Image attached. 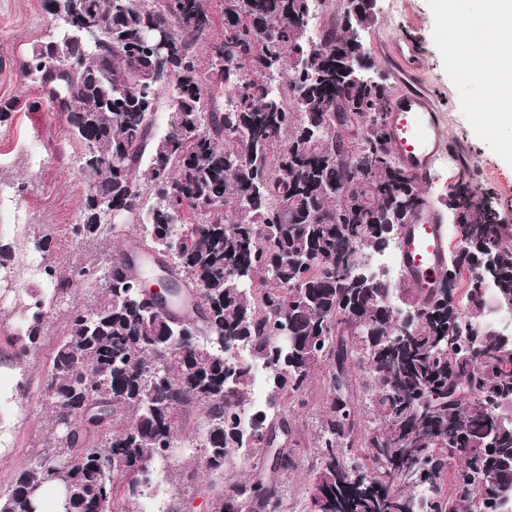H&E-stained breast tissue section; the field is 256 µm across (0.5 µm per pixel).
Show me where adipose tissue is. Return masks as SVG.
<instances>
[{
    "label": "adipose tissue",
    "instance_id": "1",
    "mask_svg": "<svg viewBox=\"0 0 512 512\" xmlns=\"http://www.w3.org/2000/svg\"><path fill=\"white\" fill-rule=\"evenodd\" d=\"M435 3L459 60L483 88L478 110L485 122H492L501 110H512V0Z\"/></svg>",
    "mask_w": 512,
    "mask_h": 512
}]
</instances>
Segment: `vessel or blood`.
<instances>
[{
    "mask_svg": "<svg viewBox=\"0 0 512 512\" xmlns=\"http://www.w3.org/2000/svg\"><path fill=\"white\" fill-rule=\"evenodd\" d=\"M385 53L393 65L397 94L388 114L392 148L421 187L433 179L436 163L446 152L447 137L429 89L416 72L417 44L408 38L388 42ZM448 236L429 195L420 201L405 224L399 261L410 287H434L445 271Z\"/></svg>",
    "mask_w": 512,
    "mask_h": 512,
    "instance_id": "obj_1",
    "label": "vessel or blood"
}]
</instances>
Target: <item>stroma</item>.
I'll return each mask as SVG.
<instances>
[{
    "label": "stroma",
    "instance_id": "stroma-1",
    "mask_svg": "<svg viewBox=\"0 0 512 512\" xmlns=\"http://www.w3.org/2000/svg\"><path fill=\"white\" fill-rule=\"evenodd\" d=\"M47 9V0H0V99L19 101L16 112L0 123V239L15 246L8 268L0 269V432L6 433L8 448L0 456V493L52 436L41 391L68 326L66 306L53 307L38 346L16 359L28 292L43 285L41 258L30 244L35 228L50 230L52 259L60 266L101 263L108 250L133 246L139 233L138 227L125 223L105 232L101 243L77 248L71 241L68 228L80 216L86 187L81 170L85 147L50 107L41 87L22 81L18 70L32 44L48 35ZM375 15L366 49L377 68H391L382 51L386 41L413 39L422 81L443 115L449 151L435 167L431 196L447 201L450 185L462 170H469L497 202L503 222L512 225V123L503 122L493 132L482 124L476 110L482 88L450 52L448 30L434 0H377ZM307 400L291 423L293 439L308 456L326 407L322 373L313 374ZM202 426L197 414L183 420L174 456L157 476L155 491L132 498L134 512H155L161 502L169 512H206L209 479L192 472L193 447Z\"/></svg>",
    "mask_w": 512,
    "mask_h": 512
}]
</instances>
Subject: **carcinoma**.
Masks as SVG:
<instances>
[{
    "label": "carcinoma",
    "mask_w": 512,
    "mask_h": 512,
    "mask_svg": "<svg viewBox=\"0 0 512 512\" xmlns=\"http://www.w3.org/2000/svg\"><path fill=\"white\" fill-rule=\"evenodd\" d=\"M323 2L320 41L309 38L312 0H224V38L211 46L202 77L198 48L211 28L208 0H86L97 36L112 56H92L64 29L35 42L21 77L39 84L71 131L100 158L82 164L86 193L73 240L102 234L101 202L142 226L145 257L165 263L177 288L162 306L143 297L136 263L111 256L82 266L104 281L95 303L75 304L57 347L42 402L56 427L51 445L0 494V512H36L35 489L63 487L64 512H94L114 489L136 497L171 455L192 412L204 429L199 466L223 476L229 458L266 457L265 438L291 432L281 406L303 409L322 370L327 411L316 434L309 512H500L496 488L472 474L512 484V426L500 402L512 398V342L481 323L486 294L476 260L493 250L497 294L512 301V229L462 176L448 196L463 247L448 252L438 288H398L360 270V260L398 239L420 187L394 155L387 114L390 78L354 79L352 64H373L349 36L345 16ZM163 35L169 78L143 84L154 64L153 32ZM283 76L279 85L269 82ZM224 111L216 109L217 86ZM172 91L162 135L161 93ZM357 118L352 134L338 114ZM155 205L143 213V191ZM194 216L184 223L183 213ZM45 288L31 291L18 357L36 345L47 309L74 273L53 262ZM413 302L420 323L398 334L392 297ZM162 309L164 315L155 313ZM287 328L291 344L275 336ZM267 369L269 398L249 409L253 364ZM369 397L366 416L357 394ZM496 433L489 448L486 435ZM366 452L371 468L345 457ZM462 463L448 491L453 462ZM281 485L228 478L217 512H246Z\"/></svg>",
    "instance_id": "1"
}]
</instances>
